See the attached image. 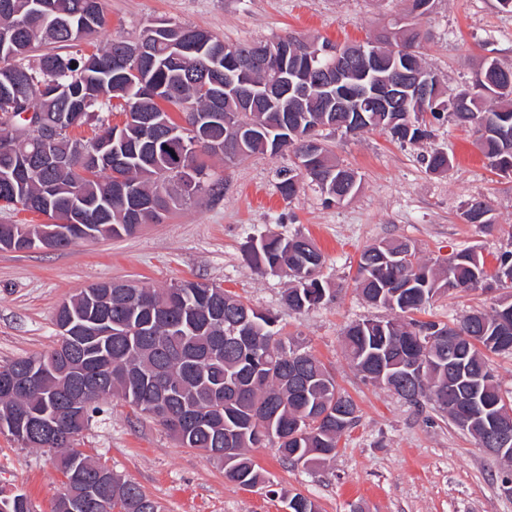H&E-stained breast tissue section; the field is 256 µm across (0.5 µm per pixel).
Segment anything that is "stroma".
<instances>
[{"label":"stroma","instance_id":"stroma-1","mask_svg":"<svg viewBox=\"0 0 512 512\" xmlns=\"http://www.w3.org/2000/svg\"><path fill=\"white\" fill-rule=\"evenodd\" d=\"M405 10L404 0H103L104 26L80 46L90 51L115 38L136 39L154 19L209 31L228 44L286 34L363 42ZM419 25L421 57L446 85L472 80L487 57L512 65V13L497 0H435ZM433 129L418 146L379 131H324L336 158L362 178L359 192L339 205L325 206L307 182L291 200L282 199L277 174L293 167L292 150L254 155L232 167L213 156L207 163L223 180L220 196L173 209L162 223L60 250L0 249V365L51 350L59 306L87 288L214 283L276 316L354 400L359 422L335 456L308 468L283 462L273 447L252 448L265 481L245 487L229 480L220 463L181 447L157 421L113 396L90 418L77 451L136 483L162 512H284L293 493L310 497L320 512H512L505 484L512 465L486 455L432 405L415 407L363 381L342 345L348 324L393 316L355 290L363 248L402 238L429 264L465 248L489 261L512 248V177L489 166L473 133L448 121ZM434 148L452 157L448 171L427 172L422 156ZM473 198L490 208L492 228L464 222L463 205ZM270 234L308 236L325 254L322 275L331 297L323 305L290 310L287 277L248 264L247 242ZM498 295L482 287L443 294L419 318L452 323L472 310H490ZM57 458L56 451L23 448L0 433V491L26 494L33 512H53L63 490Z\"/></svg>","mask_w":512,"mask_h":512}]
</instances>
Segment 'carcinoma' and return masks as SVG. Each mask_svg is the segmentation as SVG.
Wrapping results in <instances>:
<instances>
[{
	"mask_svg": "<svg viewBox=\"0 0 512 512\" xmlns=\"http://www.w3.org/2000/svg\"><path fill=\"white\" fill-rule=\"evenodd\" d=\"M44 9L36 0H0V132L8 120L24 124L22 114L31 112L44 123L58 128L56 149L67 165L43 169L24 184L22 209L40 214L63 215L71 199L105 197L112 192V180L123 177L146 196L164 197V211L147 216L143 223H161L171 209L201 195L216 196L222 183L211 178L201 156H221L224 164L234 165L254 154L275 156L282 142L290 139L295 152L308 130L341 129L355 133L358 112H327L323 103L327 92L316 84L319 70L336 63L332 56L308 61L304 56H290L285 62L288 78L309 80V91L300 98L299 111H288V101L272 102L256 94L249 107L242 108L237 99L240 78L237 70L225 65V59L264 48L271 42L226 45L202 29L173 21L167 22L162 40L136 69L116 64L122 40H112L91 53L76 51L62 55L46 53L40 64L28 62L31 37L39 36L44 45L77 46L66 28L55 27L56 18L79 22L82 16L93 17V32L104 25L102 0H47ZM421 34L411 23L392 27L384 36L380 67L359 73L363 85L387 77L402 48L420 44ZM189 39L199 44L202 53L175 59L168 52L170 43ZM436 87L438 100L423 109L414 105L407 112H392L364 124V131L389 134L402 144H417L432 137L433 122L446 116L456 125L468 128L477 136V144L489 165L504 175L512 174V141L494 134L497 127L512 129V88L505 90L497 82L502 70L512 66L496 58L484 60L482 89L467 101L462 97L467 86L445 87L437 74L421 65ZM184 114L185 124L178 123L170 109ZM140 109L153 122L174 132L177 155L164 149L165 141L151 142L137 124L126 125L128 153L126 162L107 166L96 161L95 140L72 134L66 125H58L65 112H82L84 119L105 125L103 112L125 113ZM252 133L242 155L224 152V142L239 132ZM310 166L300 165L284 172L278 190L285 200L291 199L307 179L328 204L336 196L355 195L361 180H352V169L336 161L322 140ZM426 169L434 174L448 170L447 153L434 149L423 158ZM51 198V209L29 204L41 195ZM110 212L90 214L89 224H112V236H131L133 225L126 223L124 202L109 201ZM408 252L410 260L395 265L388 261L393 252ZM246 256L258 271L283 272L291 286L285 296L288 307L306 312L323 304L329 293L328 283L320 276L307 275L313 266L310 258L323 257L315 243L305 236L270 235L248 242ZM512 268V251H504L487 269L482 254L464 249L445 260V265H428L415 249L403 240L383 241L361 252L356 289L368 302L398 314L421 310L437 294L462 286L474 288L490 282L500 288H512L499 279V271ZM147 298L158 304L171 302L166 317L150 321L139 307ZM112 335L101 338L92 348L75 343H58L52 350L20 358L5 365L12 374L28 373L42 360L46 374L28 392L18 393L0 387V422H10L24 414L55 409L63 404L68 392L81 379L93 378L100 369L107 371L108 387L90 398L86 412L71 421L67 435L49 442L39 430L21 438L11 430L6 433L21 446L60 450V472L65 492L56 500L54 512H71L73 503L84 497L86 484L109 471L102 463L73 449L76 437L89 422L96 403L109 396H119L140 413L164 423L171 412L181 413L189 407H204L213 397L223 394L221 408L202 415L199 425H192L173 437L183 446L198 450L224 465L226 476L243 486H255L264 476L247 455L254 447L248 423L252 418L273 421V441L281 457L292 465L314 467L336 454L342 437L353 428L359 416L336 415L342 404L353 400L336 388L329 369L316 357L306 368V383L297 391L288 380V357L301 350V344L283 334L277 320L244 303L239 296L219 285L199 287L197 281H179L167 288L112 289ZM247 320L253 342L246 347L226 344L225 337L242 320ZM471 336L460 348L462 376L448 374V364L435 361L423 374L399 381L395 375L411 343L427 344L448 329L445 323L398 319H363L348 325L343 333L347 356L357 370L384 365L387 376L379 384L404 400L421 405L425 400L452 419L456 418L454 399L469 394L503 416L512 412V398L505 396L487 365L486 353L512 355V294L500 297L490 312L473 311L459 320ZM307 419L298 435L290 424ZM229 447L232 453L224 454ZM0 512H31L23 494L0 493ZM84 512H159L157 503L138 485L112 474L108 496Z\"/></svg>",
	"mask_w": 512,
	"mask_h": 512,
	"instance_id": "1",
	"label": "carcinoma"
}]
</instances>
